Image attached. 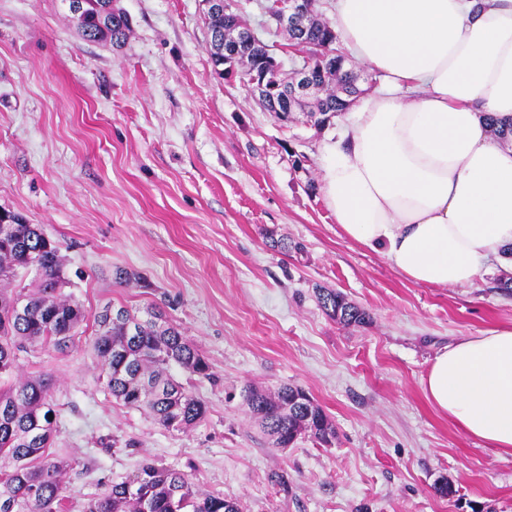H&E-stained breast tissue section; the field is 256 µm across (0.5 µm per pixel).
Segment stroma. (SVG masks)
Masks as SVG:
<instances>
[{"instance_id": "35a3bbf8", "label": "stroma", "mask_w": 512, "mask_h": 512, "mask_svg": "<svg viewBox=\"0 0 512 512\" xmlns=\"http://www.w3.org/2000/svg\"><path fill=\"white\" fill-rule=\"evenodd\" d=\"M132 36L89 42L62 0H0V210L60 245L88 318L59 351L30 346L17 377L45 376L69 459L65 512L144 458L242 512H512V455L468 436L422 387L462 337L512 327V267L463 286L420 285L348 239L321 191L324 142L301 114L264 111L213 70L201 0H119ZM300 244L280 252L272 240ZM144 277L116 283L115 270ZM332 288L369 315L319 307ZM162 311L201 350L205 419L168 431L117 402L92 351L105 306ZM301 387L336 425L320 446L270 448L245 385ZM448 480L453 495L436 493ZM316 299L326 315L344 326L363 325L369 319L364 309L348 301L344 295L334 289H316Z\"/></svg>"}]
</instances>
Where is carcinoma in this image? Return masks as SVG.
Returning <instances> with one entry per match:
<instances>
[{"instance_id":"cac0c4a2","label":"carcinoma","mask_w":512,"mask_h":512,"mask_svg":"<svg viewBox=\"0 0 512 512\" xmlns=\"http://www.w3.org/2000/svg\"><path fill=\"white\" fill-rule=\"evenodd\" d=\"M74 16L82 36L124 47L131 20L116 0H80ZM206 32L236 28L244 57L224 55V46L208 42L215 71L235 67L237 74L269 67L266 51L256 44L252 29L235 13L204 15ZM288 46L304 53L309 79L317 92L297 103L306 122L322 128L345 110L347 99L359 93L355 76L344 66L331 22L310 11L302 28L286 29ZM42 265L33 268V261ZM35 269L33 288L12 287L18 270ZM65 277L58 247L38 224H28L9 212L0 214V377L17 369L18 352L27 344L62 350L73 342L86 320L80 301L62 288ZM321 309L345 326L363 325L367 312L331 288L316 289ZM97 333L92 349L100 361L106 388L127 409L144 411L160 427L187 431L204 419L207 407L171 373L210 377V366L197 347L159 310L141 316L126 307H106L94 316ZM48 378L17 379L0 388V512H62L67 498L70 465L50 451L57 428L56 409ZM248 412L274 449L295 444L303 435L321 445L336 439V426L300 387L283 384L274 390L248 385L242 391ZM85 512H241L235 499L199 490L183 473L143 461L119 482L102 484L87 500Z\"/></svg>"}]
</instances>
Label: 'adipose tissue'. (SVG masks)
I'll list each match as a JSON object with an SVG mask.
<instances>
[{
	"mask_svg": "<svg viewBox=\"0 0 512 512\" xmlns=\"http://www.w3.org/2000/svg\"><path fill=\"white\" fill-rule=\"evenodd\" d=\"M345 50L386 88L322 147V192L344 234L410 281L473 283L512 258V0H332ZM467 435L512 455V327L466 336L423 379Z\"/></svg>",
	"mask_w": 512,
	"mask_h": 512,
	"instance_id": "obj_1",
	"label": "adipose tissue"
}]
</instances>
